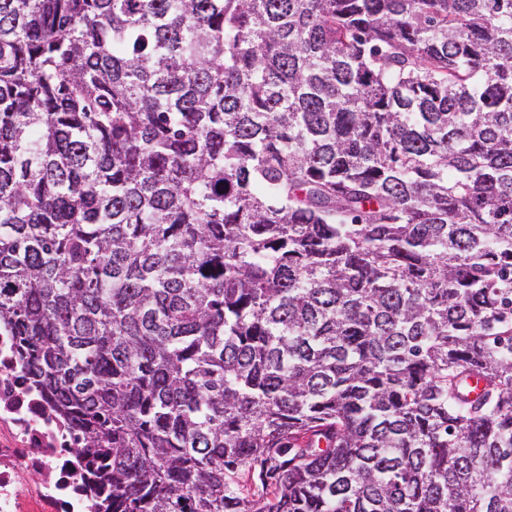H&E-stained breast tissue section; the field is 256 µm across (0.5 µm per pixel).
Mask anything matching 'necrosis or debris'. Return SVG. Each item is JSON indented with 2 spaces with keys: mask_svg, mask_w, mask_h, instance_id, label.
Masks as SVG:
<instances>
[{
  "mask_svg": "<svg viewBox=\"0 0 512 512\" xmlns=\"http://www.w3.org/2000/svg\"><path fill=\"white\" fill-rule=\"evenodd\" d=\"M94 471L0 334V512H86Z\"/></svg>",
  "mask_w": 512,
  "mask_h": 512,
  "instance_id": "1",
  "label": "necrosis or debris"
}]
</instances>
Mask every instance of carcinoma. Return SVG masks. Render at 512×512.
Instances as JSON below:
<instances>
[{
    "mask_svg": "<svg viewBox=\"0 0 512 512\" xmlns=\"http://www.w3.org/2000/svg\"><path fill=\"white\" fill-rule=\"evenodd\" d=\"M0 330L90 512H512V0H0Z\"/></svg>",
    "mask_w": 512,
    "mask_h": 512,
    "instance_id": "1",
    "label": "carcinoma"
}]
</instances>
